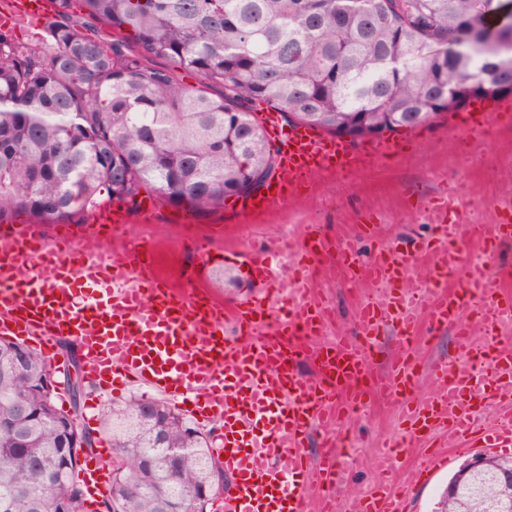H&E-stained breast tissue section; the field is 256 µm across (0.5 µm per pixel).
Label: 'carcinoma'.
Segmentation results:
<instances>
[{"label":"carcinoma","mask_w":512,"mask_h":512,"mask_svg":"<svg viewBox=\"0 0 512 512\" xmlns=\"http://www.w3.org/2000/svg\"><path fill=\"white\" fill-rule=\"evenodd\" d=\"M86 15L129 39L70 21L47 39L0 32V224L85 215L128 182L162 202L211 209L277 168L254 109L263 103L331 134L414 130L479 100L512 96V0H82ZM200 75L217 97L188 87ZM0 337V512H86L79 454L66 448L32 383L31 350L10 372ZM143 397L104 409L97 429L126 460L103 512H204L191 493L223 469L209 435L171 468L135 418ZM83 439L97 438L87 427Z\"/></svg>","instance_id":"1"}]
</instances>
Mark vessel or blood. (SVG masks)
<instances>
[{"label":"vessel or blood","mask_w":512,"mask_h":512,"mask_svg":"<svg viewBox=\"0 0 512 512\" xmlns=\"http://www.w3.org/2000/svg\"><path fill=\"white\" fill-rule=\"evenodd\" d=\"M509 110L508 100L475 103L466 119L449 120L448 134L470 135L491 114ZM262 119L277 145L278 176L269 190L242 201L245 211L283 204L316 176L355 174L402 151L401 143L388 138L355 149L318 129L283 126L272 110ZM123 222L121 213L97 211L84 233L66 229L51 239L34 224L0 226V334L27 338L51 362L56 337H74L95 393L135 381L204 422H221L224 471L233 485L217 512H308L314 491L341 481L332 435H325L326 449L318 457L307 454L311 430L335 424L343 412L376 397L400 405L406 438L424 435L429 443L409 478L380 482L357 512H400L403 498L446 460L452 441L512 447V336L502 330L503 318L512 314V289L497 286L494 266L467 262L465 253L472 244L494 256L512 238L511 209H499L487 223L464 225L455 238L440 232L418 250L436 268L420 306L409 286L410 259L391 249L386 257L361 263L347 241H330L320 225H311L297 254L299 280H309L320 260L332 256L338 269L384 283L395 309L390 315L364 305L356 317L358 341L340 338L332 344L313 339L325 328L326 309L311 296L226 310L193 291L168 287L152 260L119 259L109 247L87 245L103 225ZM469 309L475 320L464 319ZM388 319L396 323L406 351L370 378L369 349ZM271 323L276 331L265 335ZM228 324L235 335H225ZM447 325L465 347L473 346L476 327L485 342L468 363H432L435 392L414 397L420 346ZM303 361L314 365V378L300 374Z\"/></svg>","instance_id":"b4317fda"}]
</instances>
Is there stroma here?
Masks as SVG:
<instances>
[{
    "label": "stroma",
    "instance_id": "obj_1",
    "mask_svg": "<svg viewBox=\"0 0 512 512\" xmlns=\"http://www.w3.org/2000/svg\"><path fill=\"white\" fill-rule=\"evenodd\" d=\"M447 121L404 133L403 154L370 167L349 181L323 176L303 186L284 206L259 215H247L228 207L205 211L186 203L151 201L140 193L136 206H121L126 222L113 242L147 243L159 271L173 287L204 291L222 305L249 301L262 294V285L248 267L233 256V249L262 251L268 236L300 241L309 225H321L330 239H349L362 262H369L388 244L414 254L434 238L438 227L426 221L421 209L430 196L452 187L463 202V215L481 224L493 216L512 191V126L505 117L495 121L497 133L484 141L482 151L491 171L475 168L446 131ZM372 216L377 224L374 239L360 238L359 221ZM318 291L333 316L332 337L351 332L359 300L384 304L385 287L365 279L350 283L324 279ZM463 348L452 328H445L423 342L422 366L414 392L424 396L436 387L426 367L428 361L461 357ZM399 430V407L382 401L348 414L334 425L340 442V461L346 464L344 483L336 489L338 512H356L359 498L386 477L380 451L388 437ZM472 456L471 451L452 455L436 465L405 505V512H432L449 478Z\"/></svg>",
    "mask_w": 512,
    "mask_h": 512
}]
</instances>
